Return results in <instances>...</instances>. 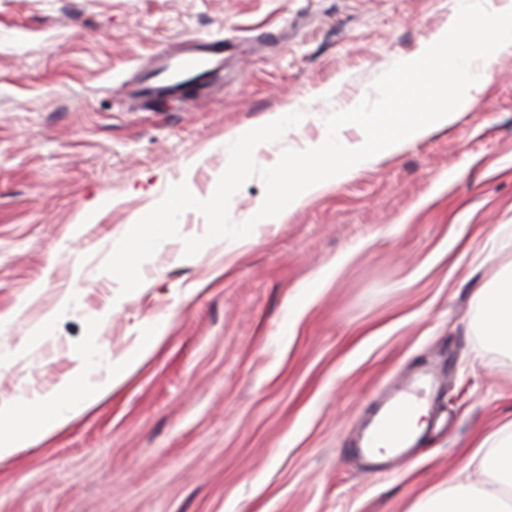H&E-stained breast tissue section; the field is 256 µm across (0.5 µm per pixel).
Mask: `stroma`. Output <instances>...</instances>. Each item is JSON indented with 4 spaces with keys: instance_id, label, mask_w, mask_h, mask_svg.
I'll return each instance as SVG.
<instances>
[{
    "instance_id": "1",
    "label": "stroma",
    "mask_w": 512,
    "mask_h": 512,
    "mask_svg": "<svg viewBox=\"0 0 512 512\" xmlns=\"http://www.w3.org/2000/svg\"><path fill=\"white\" fill-rule=\"evenodd\" d=\"M455 5L0 0V402L86 359L104 379L163 334L63 436L0 463V512H410L512 420V360L470 323L512 266L510 52L471 111L251 242L185 259L206 228L189 210L135 291L103 270L171 185L213 194L237 129L301 110L254 161L304 149ZM191 37L223 45V84L146 103L150 57ZM421 375L429 426L405 460L359 454L377 393Z\"/></svg>"
}]
</instances>
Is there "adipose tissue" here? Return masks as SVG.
Wrapping results in <instances>:
<instances>
[{"mask_svg": "<svg viewBox=\"0 0 512 512\" xmlns=\"http://www.w3.org/2000/svg\"><path fill=\"white\" fill-rule=\"evenodd\" d=\"M473 322L486 346L512 356V272L495 287L478 289ZM137 366L134 359L121 363L109 377L94 382L83 363L51 392L23 394L0 404V462L63 432L108 398ZM485 442L489 452H473L484 474L481 482L456 476L452 486L418 501L410 512H512V421Z\"/></svg>", "mask_w": 512, "mask_h": 512, "instance_id": "ef3b65f1", "label": "adipose tissue"}]
</instances>
